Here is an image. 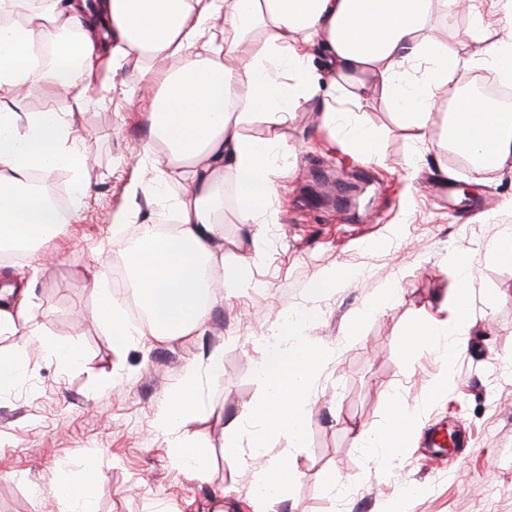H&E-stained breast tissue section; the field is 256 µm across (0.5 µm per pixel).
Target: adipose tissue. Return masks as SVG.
<instances>
[{
    "label": "adipose tissue",
    "mask_w": 512,
    "mask_h": 512,
    "mask_svg": "<svg viewBox=\"0 0 512 512\" xmlns=\"http://www.w3.org/2000/svg\"><path fill=\"white\" fill-rule=\"evenodd\" d=\"M456 13L472 16L470 50L463 57L449 53L432 27L436 16ZM218 18L224 21L220 35L214 26ZM485 29L473 0H41L34 10L28 0H0V241L43 243L60 236L88 193L82 178H75L72 204L61 210L29 187L32 170L74 168L80 156L68 146L72 127L67 113L35 112L26 125H18L16 107L23 90L38 80L63 90L86 87L97 59L107 54L116 64L133 55L178 58V67L160 76L161 94L146 114L155 136L138 157L142 163L155 160L156 142L165 144L167 164L183 182L176 201L178 225L170 237L144 225L126 261L133 286L152 314L151 336L172 341L202 329L208 307L224 299L223 291L212 286V268L225 264L230 283H238L247 276L251 251L262 244L258 234H250L236 261L225 263L219 222L225 173L236 178L238 223L278 221L272 200L284 175L274 158L279 139L253 140L245 127L266 118L286 125L317 99L323 103V126L336 124V89L324 86L312 68L314 53L326 57L330 70L349 73L355 108L380 89L404 126L421 138L432 123L436 91L453 83L459 70L491 64L512 71V31L490 42ZM225 51L235 53L234 66L221 62ZM416 61L429 62L427 76L403 87ZM443 132L458 150L486 155L476 169L480 176L492 177L512 160L511 112L458 100ZM470 265L469 255L459 256L454 318L413 328L404 340L408 351L443 343L452 352L460 348L471 323ZM95 320L118 347L139 333L108 295ZM288 332L294 343L286 348L271 344L257 369L261 398L248 406L244 419L224 427L227 455H245L261 464L255 497L268 504L297 472L289 464L266 463L268 436L281 434L300 445L302 397L331 357L327 348L306 342L300 323H292ZM38 333L28 290L0 287V335ZM222 361L216 350L205 365L185 366L176 396L159 421L164 433L176 434L183 417L194 410L201 370L220 371ZM246 419L262 427L247 445L242 442Z\"/></svg>",
    "instance_id": "1"
}]
</instances>
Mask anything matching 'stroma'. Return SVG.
I'll return each instance as SVG.
<instances>
[{"instance_id":"35a3bbf8","label":"stroma","mask_w":512,"mask_h":512,"mask_svg":"<svg viewBox=\"0 0 512 512\" xmlns=\"http://www.w3.org/2000/svg\"><path fill=\"white\" fill-rule=\"evenodd\" d=\"M151 65L132 56L73 97L38 82L23 100L29 112L68 113L86 162L77 172L55 166L46 174L68 188L83 176L90 192L43 256L8 263L0 276L31 279L41 335L76 344L81 360L64 364L38 337L0 335L1 357L21 351L29 362L16 387L0 392V512H71L55 491L84 482L91 466L101 473L90 487L93 512H212L218 495L224 512H261L257 470L226 455L224 425L261 397L256 368L283 315L308 308L320 315L304 333L331 359L305 398L300 447L269 437V460L298 468L278 512H392L400 501L407 512H512V265L493 251L512 233V162L491 180L465 172L441 131L448 101L467 87L470 71L437 98L420 140L381 96L353 110L352 80L338 77L335 132L322 128L314 104L282 130L278 161L290 172L274 200L279 221L258 225L263 247L246 282L226 285L225 269L215 267L224 300L203 329L168 342L139 336L118 348L94 322L101 291L91 273L123 267L126 244L143 225L175 223L182 192L166 160L134 163L160 91L146 74ZM128 86L137 89L131 102L121 94ZM363 130L377 137V155L354 148ZM133 179L144 185L135 200L127 193ZM121 209L135 218L113 226ZM463 251L472 257L465 347L453 356L444 345L407 356L410 328L452 317ZM324 270L336 271V283L311 294L310 282ZM392 288L396 300L383 303ZM217 347L222 369L203 372L199 403L183 427L205 453L200 474L172 466L176 440L158 430L156 418L183 367ZM443 374L447 388L430 397V382ZM398 406L419 417L409 448L388 458L356 445L358 429L382 428ZM438 426L457 437L442 467L426 443Z\"/></svg>"}]
</instances>
